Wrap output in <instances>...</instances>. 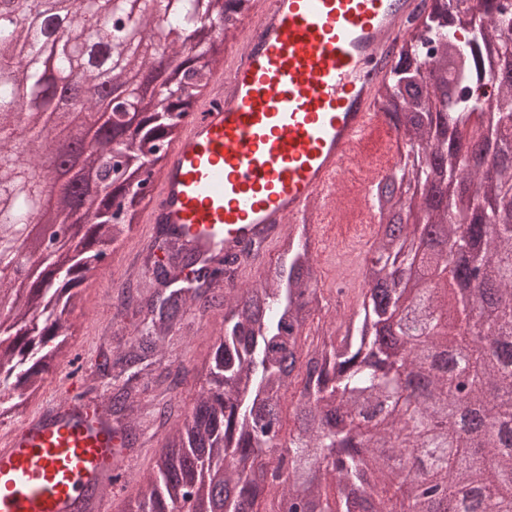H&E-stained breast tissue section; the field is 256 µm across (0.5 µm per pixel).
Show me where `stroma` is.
Returning <instances> with one entry per match:
<instances>
[{"mask_svg": "<svg viewBox=\"0 0 512 512\" xmlns=\"http://www.w3.org/2000/svg\"><path fill=\"white\" fill-rule=\"evenodd\" d=\"M361 152L367 163L362 169L360 181L345 177L339 189L340 212L333 222L314 225L312 252L320 272L319 286L325 296H333L337 281H345L350 287L347 312L357 308V296L363 286V260L372 247L377 227L370 221L358 201L366 179L373 169H386L392 152L391 139L385 129L371 131L365 138ZM151 242L145 224H138L131 242L119 248L110 264L89 274L80 288L81 302L73 314L75 334L70 337V352L61 359L49 380L33 400L28 413H35L47 402L60 398L67 379L77 378L79 383L97 374L101 352L114 351L129 337L128 328L132 316L118 317V294L122 283L137 279L143 272L140 254ZM224 312L220 309L193 310L187 317L191 334L190 343H183L180 336L171 339V354L163 367L167 370L185 366L187 374L176 391V414L190 411L202 385V373L208 366L213 344L223 327ZM141 426L138 439L130 450L126 469V483L122 494L113 496L112 512H128L134 502L139 482L147 472L153 451L165 442L164 432L153 423L152 406H144L140 412Z\"/></svg>", "mask_w": 512, "mask_h": 512, "instance_id": "1", "label": "stroma"}]
</instances>
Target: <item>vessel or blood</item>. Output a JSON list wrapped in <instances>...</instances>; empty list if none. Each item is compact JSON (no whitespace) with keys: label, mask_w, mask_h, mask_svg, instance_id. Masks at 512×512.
<instances>
[{"label":"vessel or blood","mask_w":512,"mask_h":512,"mask_svg":"<svg viewBox=\"0 0 512 512\" xmlns=\"http://www.w3.org/2000/svg\"><path fill=\"white\" fill-rule=\"evenodd\" d=\"M415 0H259L240 58L213 79L153 190L149 224L207 255L268 253L312 206L333 210L347 162L389 125L370 90ZM126 443L107 409L50 402L0 443V512H111Z\"/></svg>","instance_id":"1"}]
</instances>
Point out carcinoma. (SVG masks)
Returning a JSON list of instances; mask_svg holds the SVG:
<instances>
[{
  "instance_id": "cac0c4a2",
  "label": "carcinoma",
  "mask_w": 512,
  "mask_h": 512,
  "mask_svg": "<svg viewBox=\"0 0 512 512\" xmlns=\"http://www.w3.org/2000/svg\"><path fill=\"white\" fill-rule=\"evenodd\" d=\"M251 0H142L139 18L113 17L112 0H83L74 40L55 36L50 25L0 27V43L18 49L0 57V115L15 109L13 73L26 74V94L48 100L53 87L68 85L74 72L94 86L98 72L85 65L81 40L104 45L111 78L124 80L131 64L146 67L171 34L196 37V19L224 22V38L237 39ZM409 22L428 30L432 46L407 38L389 73L374 86L373 105L390 115L405 141L423 153L408 155L387 173V189L421 191L423 224H398L380 234L365 260L357 310L340 335L329 329L306 333L325 309L309 225L297 224L282 244L277 265L258 285L216 287L225 256L202 260L187 252L193 282L166 289L143 308L123 350L102 369L110 377L86 393L107 397L112 419L129 438L145 395L169 392L181 382L176 370L164 385L157 369L165 340L182 327L190 305L222 304L224 328L193 409L170 424L167 400L154 408L157 429L168 430L143 475L133 512H185L214 470L223 472V512H448L459 497L474 500L473 512H512V77H497V62L512 58V0H418ZM209 50L172 49V68L162 74L163 108L144 107L135 88L123 102L135 119L112 105L87 104L96 127L89 159L98 163L101 191L89 198L75 179L59 188L63 220L76 219L87 233L67 250L70 277L56 278V257L28 273V302L0 301V417L24 412L49 373L68 353L69 314L88 272L113 247L130 240L143 193L141 154L173 141L178 119L196 107L191 82H210ZM55 60L47 83L39 60ZM495 84L497 106L480 126L469 124L478 108L471 89ZM467 164L469 187L451 199L433 193L438 175L453 178ZM20 144L0 135V180L15 193L17 212H31L39 199ZM441 233L458 271L482 275V287L454 297L456 323L443 324L448 293L435 291L425 317L392 331L402 302L405 273L426 248L430 229ZM21 220L0 218V291L17 287L9 275L19 264L15 242ZM310 344L302 342V338ZM297 397L294 428L283 438L281 402Z\"/></svg>"
}]
</instances>
